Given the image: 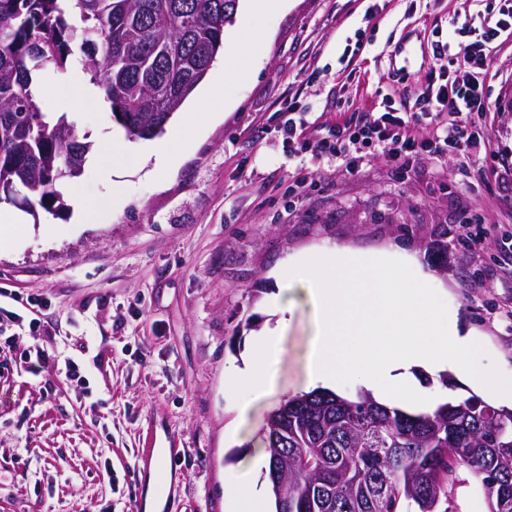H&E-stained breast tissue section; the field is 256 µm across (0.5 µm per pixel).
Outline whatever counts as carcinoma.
I'll return each mask as SVG.
<instances>
[{
    "mask_svg": "<svg viewBox=\"0 0 512 512\" xmlns=\"http://www.w3.org/2000/svg\"><path fill=\"white\" fill-rule=\"evenodd\" d=\"M238 0H0V201L31 215L64 208L60 187L92 144L50 117L39 71L79 57L128 136L152 139L224 47ZM275 512H456L459 471L489 512H512V409L478 396L430 413L368 392L312 390L280 404L265 430Z\"/></svg>",
    "mask_w": 512,
    "mask_h": 512,
    "instance_id": "1",
    "label": "carcinoma"
}]
</instances>
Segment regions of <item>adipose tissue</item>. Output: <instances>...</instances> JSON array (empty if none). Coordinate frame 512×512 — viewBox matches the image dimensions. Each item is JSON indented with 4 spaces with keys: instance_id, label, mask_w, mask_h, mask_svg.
I'll return each mask as SVG.
<instances>
[{
    "instance_id": "adipose-tissue-1",
    "label": "adipose tissue",
    "mask_w": 512,
    "mask_h": 512,
    "mask_svg": "<svg viewBox=\"0 0 512 512\" xmlns=\"http://www.w3.org/2000/svg\"><path fill=\"white\" fill-rule=\"evenodd\" d=\"M399 252L364 253L325 246L299 254L274 273L280 317L254 338L242 366L228 376L231 387L262 393L271 385L268 367L275 362L277 338L292 311L285 293L295 288L315 308L314 339L308 380L333 390L358 383L384 404L420 396L415 375L455 373L467 387H491L497 398L512 402V377L477 373L467 364L477 343L457 320L429 306L427 278L403 282Z\"/></svg>"
}]
</instances>
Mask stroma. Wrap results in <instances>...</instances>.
Here are the masks:
<instances>
[{
  "label": "stroma",
  "instance_id": "1",
  "mask_svg": "<svg viewBox=\"0 0 512 512\" xmlns=\"http://www.w3.org/2000/svg\"><path fill=\"white\" fill-rule=\"evenodd\" d=\"M499 0H286L272 9L238 6L225 41L258 39L232 67L216 59L202 88L219 111L211 121L166 124L177 162L153 174L149 140L128 139L103 97L76 126L93 155L69 180L88 199L39 212L0 247V284L42 299L56 349L75 345L84 383L32 375L18 349L0 347V512H134V451L153 417L181 440L187 512H227L224 472L247 468L271 412L305 393L313 309L293 298L278 338L274 381L263 395L226 385L249 340L275 321L273 270L294 254L340 245L403 252L405 282L432 273L434 310L472 331L477 371L512 374V35L493 45L484 81L491 144L468 166L455 155L402 167L376 156L347 177L327 158L296 157L278 111L331 126L410 96L425 71L403 83L388 73L399 38L423 47L447 40L450 19ZM118 144L112 175L94 156ZM319 181L308 196L285 194L297 168ZM113 202L103 220L98 202ZM490 228L472 251L464 222ZM252 403L239 419L241 401Z\"/></svg>",
  "mask_w": 512,
  "mask_h": 512
}]
</instances>
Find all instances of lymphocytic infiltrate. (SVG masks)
Listing matches in <instances>:
<instances>
[{
    "label": "lymphocytic infiltrate",
    "instance_id": "f902f5d3",
    "mask_svg": "<svg viewBox=\"0 0 512 512\" xmlns=\"http://www.w3.org/2000/svg\"><path fill=\"white\" fill-rule=\"evenodd\" d=\"M450 27L448 42L432 46L427 79L416 89L413 103L386 106L382 112L336 126L326 136L309 131L295 118H285L283 130L293 151L327 156L352 177L360 175L362 161L370 154L402 166L450 153L461 163L470 162L489 142L488 128L481 122L486 114L481 78L490 68L492 44L502 33H512V5L500 18L460 15ZM23 326L30 335L52 336L40 301L1 288L0 340L13 345ZM19 360L34 375L50 365L56 376L69 381L80 377L77 360L40 345L24 350Z\"/></svg>",
    "mask_w": 512,
    "mask_h": 512
}]
</instances>
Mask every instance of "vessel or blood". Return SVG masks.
<instances>
[{
	"instance_id": "vessel-or-blood-1",
	"label": "vessel or blood",
	"mask_w": 512,
	"mask_h": 512,
	"mask_svg": "<svg viewBox=\"0 0 512 512\" xmlns=\"http://www.w3.org/2000/svg\"><path fill=\"white\" fill-rule=\"evenodd\" d=\"M425 62V51L407 40L395 45L390 58L394 76L401 79L410 77ZM177 456L170 433H159L157 425H150L137 459L135 512H182L176 493Z\"/></svg>"
}]
</instances>
